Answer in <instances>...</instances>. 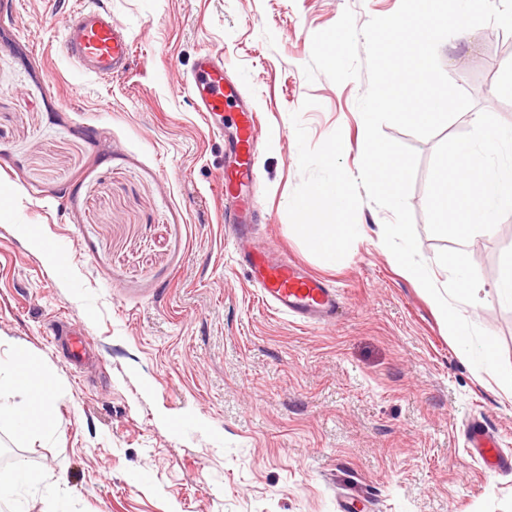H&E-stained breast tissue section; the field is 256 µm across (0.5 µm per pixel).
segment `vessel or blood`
<instances>
[{
  "instance_id": "vessel-or-blood-1",
  "label": "vessel or blood",
  "mask_w": 512,
  "mask_h": 512,
  "mask_svg": "<svg viewBox=\"0 0 512 512\" xmlns=\"http://www.w3.org/2000/svg\"><path fill=\"white\" fill-rule=\"evenodd\" d=\"M63 42L69 60L86 75L112 76L124 71L130 61L131 46L123 28L104 10L85 6L69 10L63 24ZM185 85L193 92L196 109L203 113L211 132L223 136L224 106L235 95L224 80L223 57L211 51L199 54ZM235 125L236 135L229 145L234 166L224 178V194L234 199L257 180V136L252 113H239ZM238 255L241 266L260 284L266 304L276 313L304 325L335 319L340 295L329 281L292 260L262 256L245 247ZM465 448L476 461L512 471V450L496 447L485 423L468 425Z\"/></svg>"
}]
</instances>
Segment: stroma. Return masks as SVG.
I'll use <instances>...</instances> for the list:
<instances>
[{
	"mask_svg": "<svg viewBox=\"0 0 512 512\" xmlns=\"http://www.w3.org/2000/svg\"><path fill=\"white\" fill-rule=\"evenodd\" d=\"M110 12L133 40L124 73L78 75L62 46L71 7ZM400 0H0V360L23 350L60 386L48 433L0 429V476H45L17 512H340L351 489L366 512H512V472L464 450L482 419L512 448V399L479 377L431 296L372 240L334 267L291 230L302 180L292 113L318 147L341 130L356 170L366 78L307 81L312 37L344 10L357 25ZM221 54L255 113L259 221L251 248L301 262L339 290L334 323L274 313L224 236L232 159L181 82L196 56ZM512 34L486 24L438 49L472 107L422 139L385 136L419 161L408 203L426 264L463 248L483 289L462 316L512 363V303L498 288L512 212L467 240L439 233L437 173L455 144L478 141L474 114L512 126L503 86ZM313 107H304L305 99ZM38 239H31L30 230ZM77 259L50 270L47 250ZM77 322L93 357L74 367L51 330ZM142 482H135V475Z\"/></svg>",
	"mask_w": 512,
	"mask_h": 512,
	"instance_id": "obj_1",
	"label": "stroma"
}]
</instances>
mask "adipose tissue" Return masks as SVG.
<instances>
[{"label": "adipose tissue", "mask_w": 512, "mask_h": 512, "mask_svg": "<svg viewBox=\"0 0 512 512\" xmlns=\"http://www.w3.org/2000/svg\"><path fill=\"white\" fill-rule=\"evenodd\" d=\"M484 135L479 145L457 144L448 163L438 173L439 180H451L457 191V220L454 229L459 234L472 231H492L497 215L512 211V172L496 177L481 176L482 152L512 141V126L504 127L476 116ZM56 388L44 373L40 363L29 354L15 353L8 363L0 365V424H6L23 434H43L53 422V399ZM21 403H13V396Z\"/></svg>", "instance_id": "adipose-tissue-1"}]
</instances>
